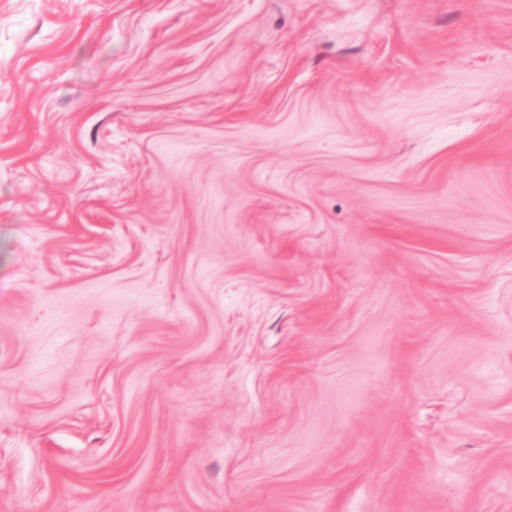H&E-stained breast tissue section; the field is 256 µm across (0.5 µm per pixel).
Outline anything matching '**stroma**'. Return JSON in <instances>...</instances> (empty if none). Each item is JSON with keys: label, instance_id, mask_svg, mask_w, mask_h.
I'll return each instance as SVG.
<instances>
[{"label": "stroma", "instance_id": "1", "mask_svg": "<svg viewBox=\"0 0 512 512\" xmlns=\"http://www.w3.org/2000/svg\"><path fill=\"white\" fill-rule=\"evenodd\" d=\"M0 512H512V0H0Z\"/></svg>", "mask_w": 512, "mask_h": 512}]
</instances>
